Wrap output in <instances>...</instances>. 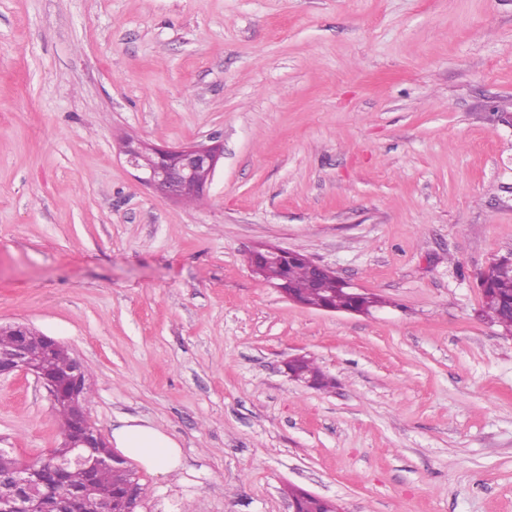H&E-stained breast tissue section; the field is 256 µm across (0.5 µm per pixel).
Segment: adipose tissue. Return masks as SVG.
<instances>
[{"mask_svg":"<svg viewBox=\"0 0 512 512\" xmlns=\"http://www.w3.org/2000/svg\"><path fill=\"white\" fill-rule=\"evenodd\" d=\"M115 448L146 470L167 474L181 464V447L171 435L137 419H125L122 426L112 432Z\"/></svg>","mask_w":512,"mask_h":512,"instance_id":"adipose-tissue-1","label":"adipose tissue"}]
</instances>
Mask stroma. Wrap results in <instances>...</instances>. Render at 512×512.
<instances>
[{"mask_svg":"<svg viewBox=\"0 0 512 512\" xmlns=\"http://www.w3.org/2000/svg\"><path fill=\"white\" fill-rule=\"evenodd\" d=\"M218 140L200 201L121 153ZM306 255L379 296L288 300L248 262ZM512 255V0H0V325L85 366L104 438L182 447L141 512H512V337L481 272ZM312 357L338 385L291 380ZM62 441L32 376L0 448ZM254 259L252 270L257 272L262 266H282L284 261L294 255V252L282 250L273 245H258L251 251ZM250 258V263L253 262ZM256 259V261H255ZM112 431V443L146 470L167 474L181 465V447L171 435L138 418H128ZM288 494L296 506L295 509V506L292 504L293 512H296V510L297 512H338L330 511L333 507L331 503L315 497L312 493L302 488L291 487L288 489Z\"/></svg>","mask_w":512,"mask_h":512,"instance_id":"35a3bbf8","label":"stroma"}]
</instances>
